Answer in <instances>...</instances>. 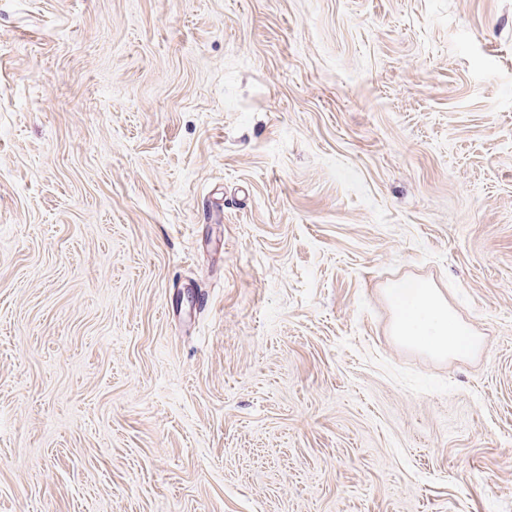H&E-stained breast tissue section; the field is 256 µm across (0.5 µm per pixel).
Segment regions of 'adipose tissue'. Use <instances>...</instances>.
I'll return each mask as SVG.
<instances>
[{"label":"adipose tissue","mask_w":512,"mask_h":512,"mask_svg":"<svg viewBox=\"0 0 512 512\" xmlns=\"http://www.w3.org/2000/svg\"><path fill=\"white\" fill-rule=\"evenodd\" d=\"M386 296L395 311L391 334L400 345L437 359L479 350L481 337L462 322L439 288L404 279L387 288Z\"/></svg>","instance_id":"ef3b65f1"}]
</instances>
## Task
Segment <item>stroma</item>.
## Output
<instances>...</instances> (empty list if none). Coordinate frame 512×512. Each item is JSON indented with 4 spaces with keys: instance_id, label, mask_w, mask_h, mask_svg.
<instances>
[{
    "instance_id": "obj_1",
    "label": "stroma",
    "mask_w": 512,
    "mask_h": 512,
    "mask_svg": "<svg viewBox=\"0 0 512 512\" xmlns=\"http://www.w3.org/2000/svg\"><path fill=\"white\" fill-rule=\"evenodd\" d=\"M0 512H512V0H0ZM395 315L391 336L402 346L422 348L437 359L478 351L482 339L431 284L403 279L386 288Z\"/></svg>"
}]
</instances>
